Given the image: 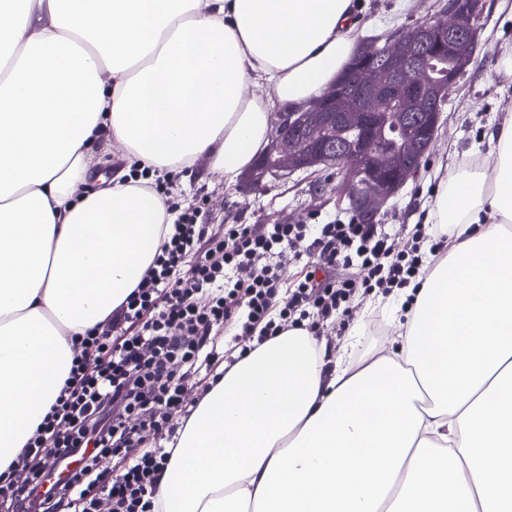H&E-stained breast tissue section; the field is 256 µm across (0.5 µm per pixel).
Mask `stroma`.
Returning a JSON list of instances; mask_svg holds the SVG:
<instances>
[{"label": "stroma", "mask_w": 512, "mask_h": 512, "mask_svg": "<svg viewBox=\"0 0 512 512\" xmlns=\"http://www.w3.org/2000/svg\"><path fill=\"white\" fill-rule=\"evenodd\" d=\"M360 36L381 35L401 25L422 22L433 13L435 0H361ZM481 48L443 113L437 143L419 175L390 199L377 218L405 249L414 225L423 223L441 187L463 161L486 157L489 125L512 111V74L503 59L512 52V0H485ZM340 179L330 169H312L268 182L254 192L242 183L225 185L212 180L204 168L176 177L171 197L181 206L200 209L199 220L210 229L227 224H325L352 215L339 189Z\"/></svg>", "instance_id": "stroma-1"}]
</instances>
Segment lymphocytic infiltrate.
Returning a JSON list of instances; mask_svg holds the SVG:
<instances>
[{
    "label": "lymphocytic infiltrate",
    "instance_id": "1",
    "mask_svg": "<svg viewBox=\"0 0 512 512\" xmlns=\"http://www.w3.org/2000/svg\"><path fill=\"white\" fill-rule=\"evenodd\" d=\"M177 214L152 267L106 331L86 336L92 357L75 361L20 460L32 476L0 479L5 512H97L96 490L108 484L112 512H154L152 489L171 449L158 443L169 410L187 406L198 378L215 366L218 338L238 331L242 342H263L290 327L318 334L321 325L352 315L358 294L388 293L415 281L426 238L446 243L445 225H415L412 243L394 250L376 224H228L210 232L194 208L169 202ZM302 249L307 260L284 280L280 259ZM122 455L120 474L107 477L95 462Z\"/></svg>",
    "mask_w": 512,
    "mask_h": 512
}]
</instances>
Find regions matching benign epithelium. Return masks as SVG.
Listing matches in <instances>:
<instances>
[{
  "mask_svg": "<svg viewBox=\"0 0 512 512\" xmlns=\"http://www.w3.org/2000/svg\"><path fill=\"white\" fill-rule=\"evenodd\" d=\"M484 0H448L433 17L411 26L385 44L360 46L348 78L353 92L329 85L302 112L276 114L270 142L249 181L258 188L268 177L331 166L344 160L354 180L350 197L365 219L375 218L419 173L418 160L435 144L441 127V104L479 48L475 22ZM437 57L452 60L454 72L438 77L429 67ZM387 116L393 143L376 144V120ZM361 132L357 146H328L333 127Z\"/></svg>",
  "mask_w": 512,
  "mask_h": 512,
  "instance_id": "7a95c632",
  "label": "benign epithelium"
}]
</instances>
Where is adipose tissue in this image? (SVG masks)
Instances as JSON below:
<instances>
[{"label": "adipose tissue", "mask_w": 512, "mask_h": 512, "mask_svg": "<svg viewBox=\"0 0 512 512\" xmlns=\"http://www.w3.org/2000/svg\"><path fill=\"white\" fill-rule=\"evenodd\" d=\"M358 0H0V474L174 217L151 187L233 184L272 115L349 66ZM109 131L131 163L80 196ZM431 214L452 232L395 291L387 354L288 329L211 382L161 512H512V115Z\"/></svg>", "instance_id": "obj_1"}]
</instances>
